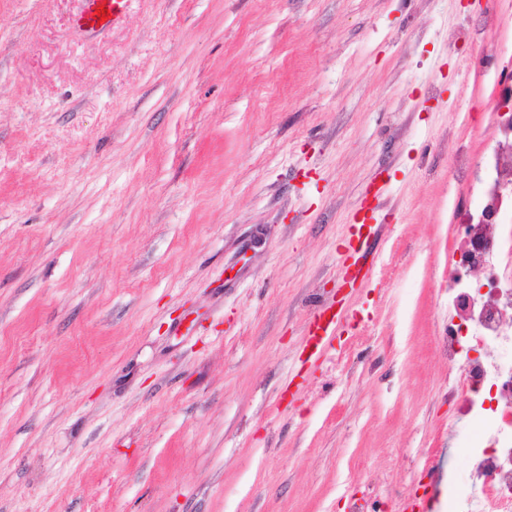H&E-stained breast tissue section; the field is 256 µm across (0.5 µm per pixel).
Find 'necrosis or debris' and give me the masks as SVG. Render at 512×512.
I'll use <instances>...</instances> for the list:
<instances>
[{
  "label": "necrosis or debris",
  "mask_w": 512,
  "mask_h": 512,
  "mask_svg": "<svg viewBox=\"0 0 512 512\" xmlns=\"http://www.w3.org/2000/svg\"><path fill=\"white\" fill-rule=\"evenodd\" d=\"M493 151L481 161L457 150L454 168L471 194L454 205L448 241V326L445 348L459 362L452 401L467 418L463 437L474 481L454 512H512V124L494 119ZM479 286H472L473 272ZM472 354L459 358L461 342ZM497 405L485 406L487 395Z\"/></svg>",
  "instance_id": "necrosis-or-debris-1"
}]
</instances>
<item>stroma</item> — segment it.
<instances>
[{
	"label": "stroma",
	"instance_id": "obj_1",
	"mask_svg": "<svg viewBox=\"0 0 512 512\" xmlns=\"http://www.w3.org/2000/svg\"><path fill=\"white\" fill-rule=\"evenodd\" d=\"M488 3L130 0L86 33L83 0H0V512H400L427 448L451 512L448 141L495 142L450 109L496 110Z\"/></svg>",
	"mask_w": 512,
	"mask_h": 512
}]
</instances>
